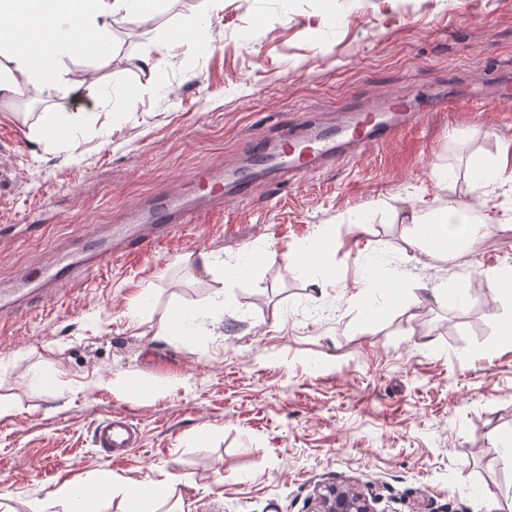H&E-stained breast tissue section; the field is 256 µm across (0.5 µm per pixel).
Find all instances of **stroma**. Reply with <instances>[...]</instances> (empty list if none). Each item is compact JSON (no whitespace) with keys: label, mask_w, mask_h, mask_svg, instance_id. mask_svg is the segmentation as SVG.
<instances>
[{"label":"stroma","mask_w":512,"mask_h":512,"mask_svg":"<svg viewBox=\"0 0 512 512\" xmlns=\"http://www.w3.org/2000/svg\"><path fill=\"white\" fill-rule=\"evenodd\" d=\"M205 10L163 0L152 27L115 22L109 57L66 59L69 97H20L23 121L0 112V286L304 113L512 72V0H224L201 35L158 47L156 28ZM45 112L61 117L57 137L41 133ZM508 144L512 105L429 113L13 318L0 331V503L34 512L63 484L148 482L168 485L164 512H307L316 485L352 478L378 512H501L512 298L483 272L512 273V184L473 173ZM405 206H468L483 224L454 262L435 261ZM316 239L315 264L287 261ZM204 253L217 264L203 268ZM421 284L438 295L412 303ZM218 293L222 326L157 336ZM115 413L141 434L119 460L94 440Z\"/></svg>","instance_id":"35a3bbf8"}]
</instances>
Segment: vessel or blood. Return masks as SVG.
Wrapping results in <instances>:
<instances>
[{"instance_id":"1","label":"vessel or blood","mask_w":512,"mask_h":512,"mask_svg":"<svg viewBox=\"0 0 512 512\" xmlns=\"http://www.w3.org/2000/svg\"><path fill=\"white\" fill-rule=\"evenodd\" d=\"M388 105L396 113V121L379 120L371 111L358 113L348 123H322L316 116L307 115L285 138L255 139L250 149L251 163L265 169L271 187L291 184L311 172L396 140L407 128L419 125L427 113L442 107L441 102L431 101L420 108L404 96L390 98ZM197 179L210 187L205 207L192 206L166 192L158 193L148 210V233L135 236L118 225L111 236L87 237L78 252H64L51 263L33 267L17 288L7 294L0 292V326H6L18 314L52 301L58 286L84 279L107 261L145 253L165 244L182 225L196 223L202 213L222 209L225 197L246 201L253 195V180L246 174L228 180L220 172H202ZM137 442L136 429L124 416H113L96 427V445L107 454H122L136 447Z\"/></svg>"}]
</instances>
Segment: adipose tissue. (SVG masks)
I'll return each instance as SVG.
<instances>
[{
	"label": "adipose tissue",
	"mask_w": 512,
	"mask_h": 512,
	"mask_svg": "<svg viewBox=\"0 0 512 512\" xmlns=\"http://www.w3.org/2000/svg\"><path fill=\"white\" fill-rule=\"evenodd\" d=\"M153 10V0H0V103L13 104L26 90L69 96L73 86L63 76L62 59L79 36L110 41L116 19L140 24ZM408 222L427 253L444 261L478 233L472 212L456 207L429 219L413 212Z\"/></svg>",
	"instance_id": "adipose-tissue-1"
}]
</instances>
